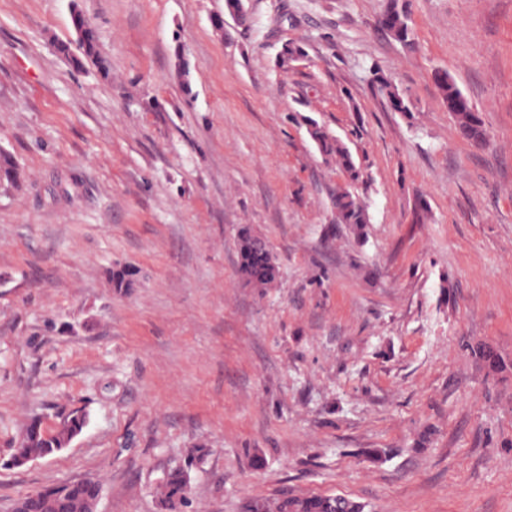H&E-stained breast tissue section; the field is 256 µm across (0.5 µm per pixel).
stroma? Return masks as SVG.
<instances>
[{
	"mask_svg": "<svg viewBox=\"0 0 512 512\" xmlns=\"http://www.w3.org/2000/svg\"><path fill=\"white\" fill-rule=\"evenodd\" d=\"M75 3L111 80L75 62ZM408 4L413 51L386 0H247L249 26L220 33L224 0H0V151L23 172L0 185V512L85 480L97 512H163L192 448L174 512L286 492L512 512V0ZM287 42L308 56L283 71ZM374 65L411 114L370 94ZM438 70L487 143L458 136ZM295 113L363 169V237L335 223L343 177ZM244 225L278 266L262 291L237 271ZM75 410L68 447L5 467L25 424ZM398 0L388 1L382 16L384 28L401 43L413 46V30L409 25L408 4L398 3ZM188 474L183 468L169 472L164 478L159 495L161 504L165 508H174L176 503H183L187 499Z\"/></svg>",
	"mask_w": 512,
	"mask_h": 512,
	"instance_id": "obj_1",
	"label": "stroma"
}]
</instances>
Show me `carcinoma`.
<instances>
[{
  "mask_svg": "<svg viewBox=\"0 0 512 512\" xmlns=\"http://www.w3.org/2000/svg\"><path fill=\"white\" fill-rule=\"evenodd\" d=\"M224 7L229 16L238 17L239 24L247 23L249 15L243 0H225ZM71 24L84 61L94 66L102 79H112L110 64L99 45L95 29L76 2L72 3ZM382 24L401 43L414 45L408 4L389 0L382 16ZM305 57L307 53L302 45L287 43L279 52L276 62L278 67L287 69ZM176 58V77L187 87L190 85V63L181 50L176 52ZM433 79L455 120L460 136L474 143L487 141L488 132L481 114L448 73L437 71L433 74ZM368 86L370 93L391 111L411 112L410 102L405 95L378 69H370ZM304 121L320 154L327 161H336V168L346 176V180L336 187L332 198L336 223L350 226L360 236L364 226L370 223L369 207L357 192L358 184L363 182L362 169L339 138L310 117L304 118ZM20 177L18 165L10 155L1 151L0 182L14 184ZM238 271L244 283L253 288L269 287L278 275L267 244L263 242L261 235L248 226L242 227L238 234ZM134 277L135 272L129 267L115 268L112 271V288L122 292L131 287ZM85 423L86 416L76 411L70 413L53 430L45 429L36 421L30 423L23 433L18 456L12 464H24L61 450L82 430ZM187 493V471L183 468L173 470L161 484V504L172 509L176 504L186 501ZM100 495L101 486L97 482L64 483L18 498L13 512H95ZM353 507L354 499L338 494L301 497L288 493L271 502L255 503L250 506L249 512H351Z\"/></svg>",
  "mask_w": 512,
  "mask_h": 512,
  "instance_id": "carcinoma-1",
  "label": "carcinoma"
}]
</instances>
